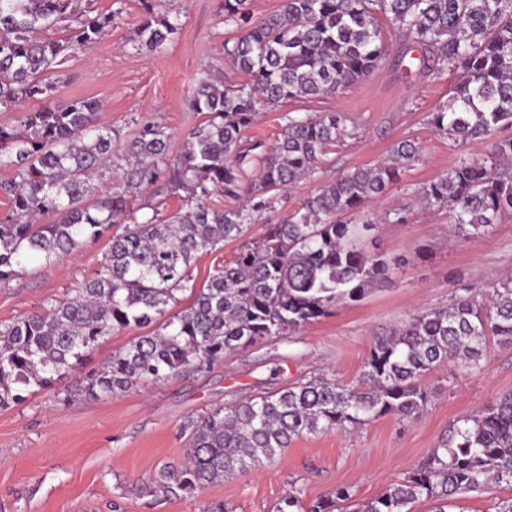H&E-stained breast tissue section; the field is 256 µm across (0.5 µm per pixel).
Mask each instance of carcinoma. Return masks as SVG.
I'll return each mask as SVG.
<instances>
[{
	"label": "carcinoma",
	"instance_id": "1",
	"mask_svg": "<svg viewBox=\"0 0 512 512\" xmlns=\"http://www.w3.org/2000/svg\"><path fill=\"white\" fill-rule=\"evenodd\" d=\"M81 2L0 0V107L44 102L0 125V169L13 172L0 182V195L10 200L0 219V282L33 258L59 261L116 225L122 231L109 239L106 269L75 298L0 326V408L79 370L101 337L131 325L155 329L90 372L85 394L112 395L285 336L385 282L388 260L360 243L403 217L386 213L350 224L342 216L402 182L418 156L409 139L392 147L391 160L341 175L287 220L266 225L258 240L191 290L189 305L168 309L199 254L242 238L254 215L273 207L277 191L312 176L327 151L352 136L341 112L287 113L279 141L255 154L242 142L259 108L357 84L389 53L384 27L424 48L429 74H458L448 99L429 113L434 130L461 143H490L485 157L464 155L413 192L452 209L459 239L484 236L512 213V138L500 137L512 127V0H283L257 24L245 10L247 0H224V21L242 31L226 55L247 80L231 86L209 75L198 79L188 106L206 118L176 149L162 127L142 124L124 146L119 183L101 191L91 179L112 167V128L99 122V103H49L64 60L112 24V14L94 15ZM141 6L134 42L156 51L177 34L180 19L155 12L153 0ZM63 21L66 37H41ZM255 164L259 177L241 206L210 205L217 193L235 192L244 167ZM159 183L184 192L185 208L166 219L138 218L127 197ZM42 215L53 222L32 223ZM490 336L512 344V277L483 292L460 288L448 307L421 312L377 339L360 389L313 377L190 420L184 459L164 464L150 491L195 497L227 474L272 460L295 438L386 415L415 418L429 404L421 378L455 360L481 370ZM489 482L512 483V392L450 423L413 471L354 512H410L423 498L435 503L433 512H447L459 493ZM353 497L352 487L340 485L306 506L301 493L291 491L276 512H345L341 504Z\"/></svg>",
	"mask_w": 512,
	"mask_h": 512
}]
</instances>
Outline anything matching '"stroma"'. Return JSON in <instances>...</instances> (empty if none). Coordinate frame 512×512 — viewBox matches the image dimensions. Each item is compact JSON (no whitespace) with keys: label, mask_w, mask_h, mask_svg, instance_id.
Masks as SVG:
<instances>
[{"label":"stroma","mask_w":512,"mask_h":512,"mask_svg":"<svg viewBox=\"0 0 512 512\" xmlns=\"http://www.w3.org/2000/svg\"><path fill=\"white\" fill-rule=\"evenodd\" d=\"M90 5L111 14L112 23L97 44L61 66L52 102L63 106L91 98L100 104V120L111 127L116 148L111 171L95 181L101 188L118 181L124 166L120 150L144 122L160 123L173 145H181L202 120L186 106L202 74L228 84L245 76L225 54L226 42L238 31L225 23L221 0H159V11L179 13L181 29L157 52L133 42L143 17L139 0ZM422 55L413 40H391L386 58L352 89L263 107L244 138L248 145L274 144L289 112H341L353 132L331 149L313 178L278 192L274 209L249 230L252 239L339 175L380 163L396 142L413 140L419 156L402 184L348 217L359 224L376 211L403 215V222L382 225L364 242L368 251L392 260L388 282L311 325L160 382L90 397L81 391L80 371L26 393L23 401L0 409V512H201L217 504L233 512H273L289 490H300L309 504L340 485L368 500L413 470L458 416L512 392V345L494 339L480 371L451 361L422 378L430 402L419 417L388 415L347 432L294 439L271 462L227 475L196 498H163L145 490L160 466L183 458L189 418L317 374L358 385L377 337L419 312L448 306L457 289L485 290L512 274V217L485 236L451 240L448 209L423 205L410 192L448 173L462 155L487 151L483 142L459 144L429 125V112L447 99L457 77L452 71L438 79L423 73ZM108 251L104 237L60 261L28 263L18 277L0 283V325L73 298L85 279L105 269Z\"/></svg>","instance_id":"1"}]
</instances>
